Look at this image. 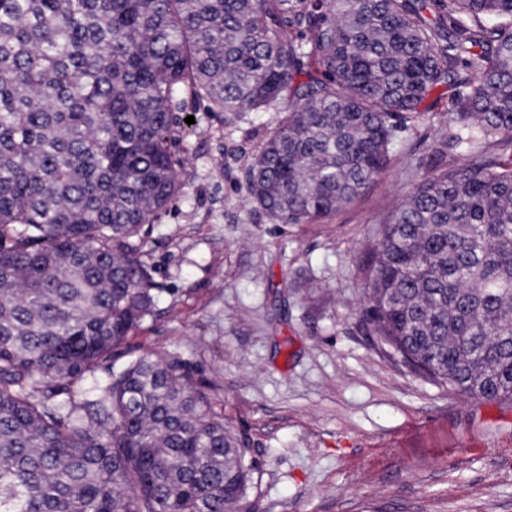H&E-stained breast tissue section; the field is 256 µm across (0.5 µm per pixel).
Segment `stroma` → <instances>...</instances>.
Returning <instances> with one entry per match:
<instances>
[{
	"label": "stroma",
	"mask_w": 512,
	"mask_h": 512,
	"mask_svg": "<svg viewBox=\"0 0 512 512\" xmlns=\"http://www.w3.org/2000/svg\"><path fill=\"white\" fill-rule=\"evenodd\" d=\"M359 198L311 224L250 203L245 174L277 112L198 108L176 146L182 189L141 247L162 285L127 339L175 352L249 433L252 512H512V401L412 374L363 328L361 262L375 230L445 166L439 90Z\"/></svg>",
	"instance_id": "stroma-1"
}]
</instances>
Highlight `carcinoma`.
Wrapping results in <instances>:
<instances>
[{"label":"carcinoma","instance_id":"obj_1","mask_svg":"<svg viewBox=\"0 0 512 512\" xmlns=\"http://www.w3.org/2000/svg\"><path fill=\"white\" fill-rule=\"evenodd\" d=\"M439 88L461 162L381 225L360 321L512 400V0H0V512H248L253 441L211 388L175 353L115 359L164 291L140 241L181 191L177 113L287 102L246 187L308 224Z\"/></svg>","mask_w":512,"mask_h":512}]
</instances>
